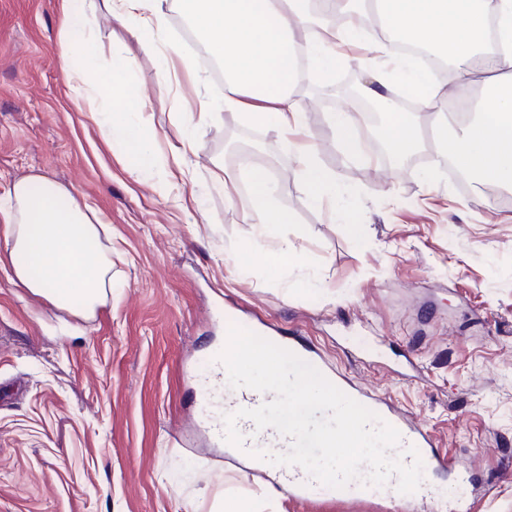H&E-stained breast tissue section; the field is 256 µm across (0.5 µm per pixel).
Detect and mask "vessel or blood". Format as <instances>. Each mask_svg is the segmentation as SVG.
<instances>
[{"mask_svg": "<svg viewBox=\"0 0 512 512\" xmlns=\"http://www.w3.org/2000/svg\"><path fill=\"white\" fill-rule=\"evenodd\" d=\"M337 387L351 398L377 413L384 421L395 427L401 439L397 446L398 451H405L407 448H415L423 462L425 474H443L448 478L449 483L458 486L470 485L471 479L467 468L459 465L457 460L441 452L439 445L428 430L414 420L405 418L393 407L382 405L376 401L374 396L365 389L350 386L344 379H337ZM273 393H260L247 387H239L226 392V412H234L240 408H255L262 403L272 401ZM240 433L245 441L242 448L236 449L238 458L249 459L252 451L258 448L268 449L269 453L277 454L287 452L291 446V440L279 434L276 430L267 428L256 430L254 423L247 418L240 419L237 423ZM266 474L285 479L288 483L289 492L299 496H309L318 489V484L308 473L293 465H267ZM396 478H389L383 487L367 486L362 481L351 482L346 488L341 489L340 494L344 497L364 498L368 496L381 495L387 499H394L396 490Z\"/></svg>", "mask_w": 512, "mask_h": 512, "instance_id": "1", "label": "vessel or blood"}]
</instances>
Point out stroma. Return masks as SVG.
<instances>
[{
  "label": "stroma",
  "instance_id": "35a3bbf8",
  "mask_svg": "<svg viewBox=\"0 0 512 512\" xmlns=\"http://www.w3.org/2000/svg\"><path fill=\"white\" fill-rule=\"evenodd\" d=\"M60 17V0H0V195L34 173L68 186L106 220L112 288L92 316L54 308L14 281L0 238V512H221L229 499L255 512H390L330 487L273 496L212 446L197 396L230 303L434 434L479 473L475 512H512V192L457 182L431 141L404 161L380 139L344 157L324 115L351 103L336 86L364 76L340 61L295 89L342 189L313 206L270 128L223 111L186 131L189 113L222 98L210 72L162 78L156 52L102 11L85 52L101 70L135 57L129 84L159 157L152 175L131 176L68 94ZM246 159L273 171L293 223L267 234L247 223ZM284 239L299 262L278 271L267 259Z\"/></svg>",
  "mask_w": 512,
  "mask_h": 512
}]
</instances>
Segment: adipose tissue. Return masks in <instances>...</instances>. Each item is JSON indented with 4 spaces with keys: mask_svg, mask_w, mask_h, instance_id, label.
<instances>
[{
    "mask_svg": "<svg viewBox=\"0 0 512 512\" xmlns=\"http://www.w3.org/2000/svg\"><path fill=\"white\" fill-rule=\"evenodd\" d=\"M166 0H101L104 10L138 41H165ZM193 25L208 54L224 66L221 107L268 124L287 145L313 203L335 201L336 180L316 159L306 138V114L294 96L300 80L297 61L306 55L320 69H334L338 49L364 50L367 95L386 108L382 136L398 158L421 144L416 113L397 111L389 96L394 74L422 92L420 102L434 125L443 155L475 183L512 188V0H321L324 12L342 11L340 25L314 23L309 0H173ZM87 0H63L61 59L73 101L101 125L104 140L118 139L122 154L135 160L136 173L153 168L156 156L130 119L128 84L132 56L117 53L102 82L91 78L93 58L77 57L74 45L91 40ZM403 34L435 49L453 63L462 87L480 86L472 116L456 132L448 130L446 97L426 95L424 67L402 62L393 38ZM163 69L192 65L180 46L165 41ZM107 94H100V86ZM246 221L271 232L292 223L288 210L276 208L278 192L266 168H247ZM102 222L65 185L42 174L15 181L0 195V234L4 235L17 280L33 294L60 308L93 312L108 286L112 255L102 249Z\"/></svg>",
    "mask_w": 512,
    "mask_h": 512,
    "instance_id": "ef3b65f1",
    "label": "adipose tissue"
}]
</instances>
